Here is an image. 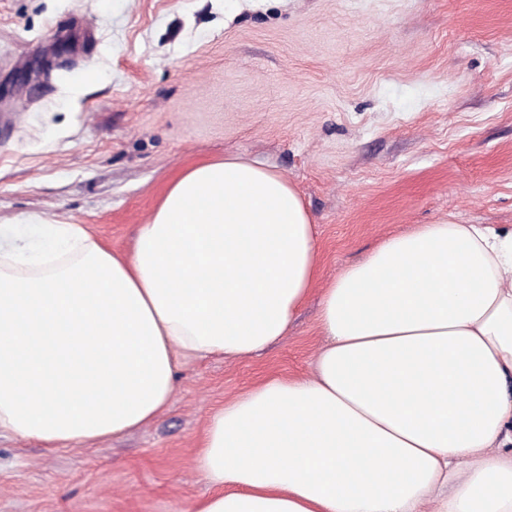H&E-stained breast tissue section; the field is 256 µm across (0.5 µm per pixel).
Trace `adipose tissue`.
I'll list each match as a JSON object with an SVG mask.
<instances>
[{"label":"adipose tissue","mask_w":512,"mask_h":512,"mask_svg":"<svg viewBox=\"0 0 512 512\" xmlns=\"http://www.w3.org/2000/svg\"><path fill=\"white\" fill-rule=\"evenodd\" d=\"M0 245V433L67 448L154 420L179 359L284 336L319 275L288 179L238 156L183 171L128 255L84 225ZM313 378L214 412L193 512H512V229L424 224L335 277Z\"/></svg>","instance_id":"1"}]
</instances>
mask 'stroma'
I'll list each match as a JSON object with an SVG mask.
<instances>
[{
	"label": "stroma",
	"mask_w": 512,
	"mask_h": 512,
	"mask_svg": "<svg viewBox=\"0 0 512 512\" xmlns=\"http://www.w3.org/2000/svg\"><path fill=\"white\" fill-rule=\"evenodd\" d=\"M99 76L84 82L86 73ZM243 155L300 192L319 278L252 358L181 365L121 439L0 435V512H192L210 415L311 376L323 288L421 224L512 228V0H0V225L128 252L170 183Z\"/></svg>",
	"instance_id": "stroma-1"
}]
</instances>
